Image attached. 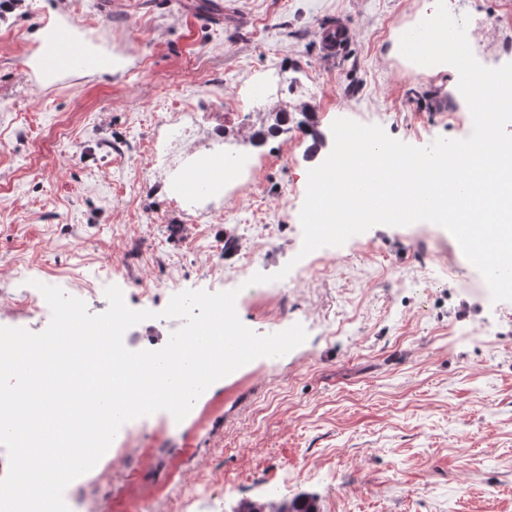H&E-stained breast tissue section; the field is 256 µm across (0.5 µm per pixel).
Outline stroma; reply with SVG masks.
I'll return each instance as SVG.
<instances>
[{
	"instance_id": "1",
	"label": "stroma",
	"mask_w": 512,
	"mask_h": 512,
	"mask_svg": "<svg viewBox=\"0 0 512 512\" xmlns=\"http://www.w3.org/2000/svg\"><path fill=\"white\" fill-rule=\"evenodd\" d=\"M26 0L0 20V286L39 281L103 313L107 286L133 309L147 289L227 290L281 273L238 314L257 334L300 321L306 341L212 384L182 421L156 414L153 458L115 462L101 512L173 480L212 484L197 512L314 495L319 512H512V302H492L455 237L430 222L377 225L300 256L307 172L340 117L424 147L468 135L455 68L425 74L400 50L423 0ZM351 36L334 55L323 33ZM63 29L110 71L51 75L42 35ZM316 113L259 144L280 111ZM187 111L194 152L247 155L237 197L172 195L169 112Z\"/></svg>"
}]
</instances>
